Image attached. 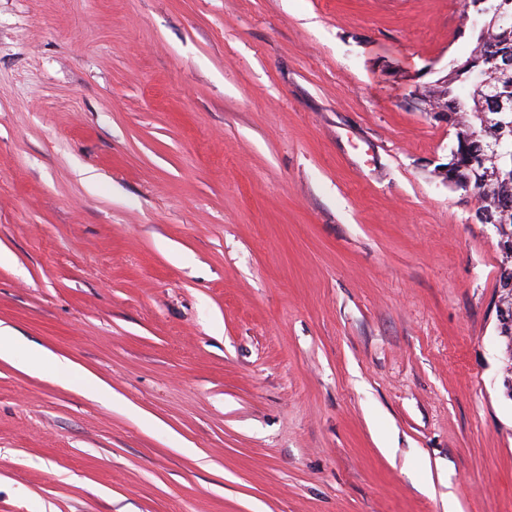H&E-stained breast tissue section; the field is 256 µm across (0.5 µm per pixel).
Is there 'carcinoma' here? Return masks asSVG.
Returning <instances> with one entry per match:
<instances>
[{
	"label": "carcinoma",
	"instance_id": "cac0c4a2",
	"mask_svg": "<svg viewBox=\"0 0 512 512\" xmlns=\"http://www.w3.org/2000/svg\"><path fill=\"white\" fill-rule=\"evenodd\" d=\"M486 2L503 23L475 31L468 55L452 61L426 93L441 98L457 127L448 183L476 192L486 220L504 227L502 237L512 247V68L499 67V55H512V0ZM477 73L486 84H477Z\"/></svg>",
	"mask_w": 512,
	"mask_h": 512
}]
</instances>
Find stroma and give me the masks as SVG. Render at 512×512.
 <instances>
[{
    "mask_svg": "<svg viewBox=\"0 0 512 512\" xmlns=\"http://www.w3.org/2000/svg\"><path fill=\"white\" fill-rule=\"evenodd\" d=\"M476 21L0 0V512H512L500 227L416 101Z\"/></svg>",
    "mask_w": 512,
    "mask_h": 512,
    "instance_id": "obj_1",
    "label": "stroma"
}]
</instances>
